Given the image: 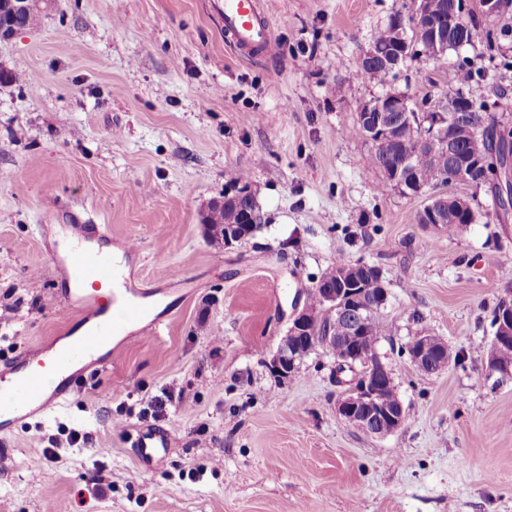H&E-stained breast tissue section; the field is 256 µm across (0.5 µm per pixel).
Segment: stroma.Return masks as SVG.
<instances>
[{
  "label": "stroma",
  "instance_id": "stroma-1",
  "mask_svg": "<svg viewBox=\"0 0 512 512\" xmlns=\"http://www.w3.org/2000/svg\"><path fill=\"white\" fill-rule=\"evenodd\" d=\"M211 2L48 0L0 41V360L68 323L38 233L52 197L138 244L129 268L167 317L58 420L0 435V512H512V379L485 367L494 309L512 300V215L459 185L475 221L423 228L427 194L394 189L350 133L372 98L418 105L461 61L487 66L482 40L407 58L380 85L345 71L409 0H263L274 51L251 61L226 48ZM238 173L263 222L211 245L203 208ZM340 257L376 264L388 292L377 352L408 420L382 438L337 416L325 348L285 380L266 366ZM421 330L456 354L447 369L410 363ZM64 428L90 443L52 448ZM147 428L170 440L149 464L133 446Z\"/></svg>",
  "mask_w": 512,
  "mask_h": 512
}]
</instances>
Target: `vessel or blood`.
Segmentation results:
<instances>
[{"mask_svg": "<svg viewBox=\"0 0 512 512\" xmlns=\"http://www.w3.org/2000/svg\"><path fill=\"white\" fill-rule=\"evenodd\" d=\"M218 10L225 43L240 56L253 57L273 44L272 24L260 0H220ZM47 249L64 285V310L77 317L79 326L0 365L1 433L61 409L89 370L111 364L110 338L135 325L151 335L163 323L147 318L145 308L131 300L132 288L113 260L112 235L103 225L78 219L59 225ZM134 445L145 463L168 448L163 434L148 429L137 433Z\"/></svg>", "mask_w": 512, "mask_h": 512, "instance_id": "obj_1", "label": "vessel or blood"}]
</instances>
